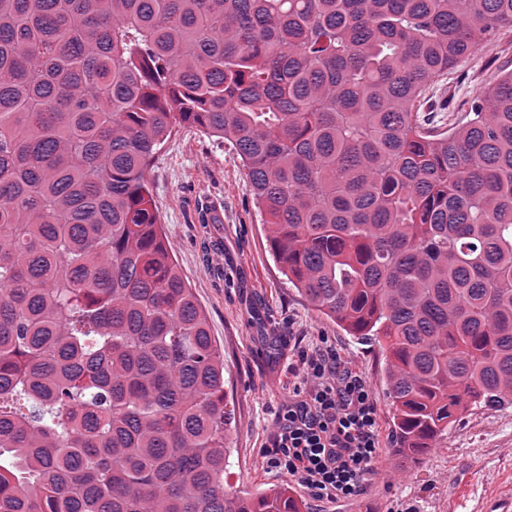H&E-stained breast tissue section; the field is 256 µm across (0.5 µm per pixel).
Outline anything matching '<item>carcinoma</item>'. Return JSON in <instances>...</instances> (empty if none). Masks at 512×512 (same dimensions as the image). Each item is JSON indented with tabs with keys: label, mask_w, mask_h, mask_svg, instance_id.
<instances>
[{
	"label": "carcinoma",
	"mask_w": 512,
	"mask_h": 512,
	"mask_svg": "<svg viewBox=\"0 0 512 512\" xmlns=\"http://www.w3.org/2000/svg\"><path fill=\"white\" fill-rule=\"evenodd\" d=\"M512 0H0V512H301L224 485V349L148 172L230 143L288 281L385 358L410 462L512 405ZM503 70H512L511 30L502 31L496 43L480 47L459 68L448 74L447 85L445 79L436 80L437 88L449 87L450 93H455L454 99L449 103V109L454 112H445L448 114V124L457 121L461 112L467 110L464 101L469 90L480 83L494 81Z\"/></svg>",
	"instance_id": "obj_1"
}]
</instances>
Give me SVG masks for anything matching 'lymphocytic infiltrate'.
<instances>
[{
  "mask_svg": "<svg viewBox=\"0 0 512 512\" xmlns=\"http://www.w3.org/2000/svg\"><path fill=\"white\" fill-rule=\"evenodd\" d=\"M291 372L299 383L277 415L268 468L318 502L359 495L382 457L378 408L366 377L324 337L299 351Z\"/></svg>",
  "mask_w": 512,
  "mask_h": 512,
  "instance_id": "lymphocytic-infiltrate-1",
  "label": "lymphocytic infiltrate"
}]
</instances>
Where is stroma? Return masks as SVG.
Segmentation results:
<instances>
[{
	"label": "stroma",
	"mask_w": 512,
	"mask_h": 512,
	"mask_svg": "<svg viewBox=\"0 0 512 512\" xmlns=\"http://www.w3.org/2000/svg\"><path fill=\"white\" fill-rule=\"evenodd\" d=\"M504 70H512L511 30L449 74V121L464 112L469 90ZM150 179L167 243L224 349L235 413L225 485L254 495L287 483L267 468L265 451L298 351L326 336L370 384L384 467L350 500L320 503L297 489L304 512H397L408 503L419 512H512V406L466 413L418 462L392 456L393 409L379 346L349 336L289 283L231 145L180 128L161 146Z\"/></svg>",
	"instance_id": "obj_1"
}]
</instances>
